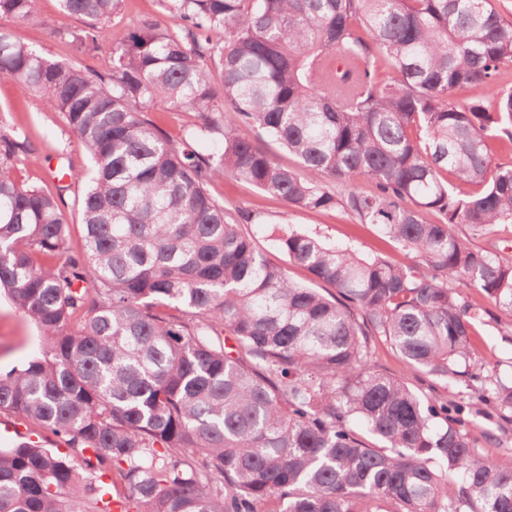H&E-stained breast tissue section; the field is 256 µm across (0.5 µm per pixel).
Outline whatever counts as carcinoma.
Instances as JSON below:
<instances>
[{"instance_id":"cac0c4a2","label":"carcinoma","mask_w":512,"mask_h":512,"mask_svg":"<svg viewBox=\"0 0 512 512\" xmlns=\"http://www.w3.org/2000/svg\"><path fill=\"white\" fill-rule=\"evenodd\" d=\"M39 2L0 15L34 23ZM59 2L89 55L125 0ZM159 2L178 30L139 16L104 72L0 33V76L64 113L92 163L75 255L57 198L17 174L26 138L0 131V291L46 341L0 374V413L69 449L0 446V512H512V454L483 456L464 418L490 405L509 431L512 379L474 356L488 309L448 287L512 314L494 237L512 165L488 151L512 144V21L491 0ZM469 87L485 96L458 100ZM162 105L192 114L179 142L148 118ZM224 176L290 209L340 207L418 262L284 225L276 249L336 294L295 283L242 229L267 220L208 192ZM359 176L375 189L327 186ZM377 337L433 384L380 371ZM456 381L467 406L435 386Z\"/></svg>"}]
</instances>
